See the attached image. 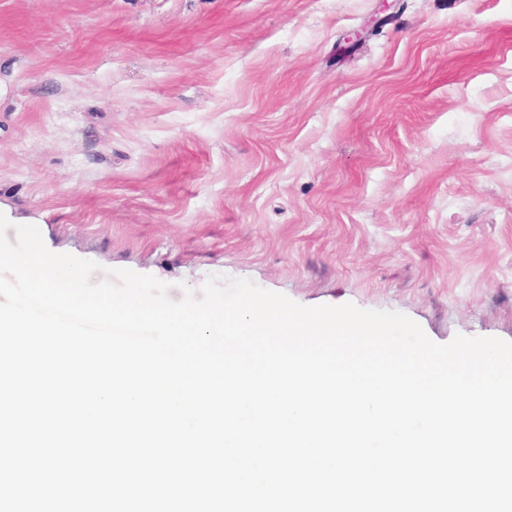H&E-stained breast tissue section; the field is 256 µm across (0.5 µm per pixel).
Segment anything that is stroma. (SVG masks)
Here are the masks:
<instances>
[{"instance_id": "35a3bbf8", "label": "stroma", "mask_w": 512, "mask_h": 512, "mask_svg": "<svg viewBox=\"0 0 512 512\" xmlns=\"http://www.w3.org/2000/svg\"><path fill=\"white\" fill-rule=\"evenodd\" d=\"M0 213L512 342V0H0Z\"/></svg>"}]
</instances>
